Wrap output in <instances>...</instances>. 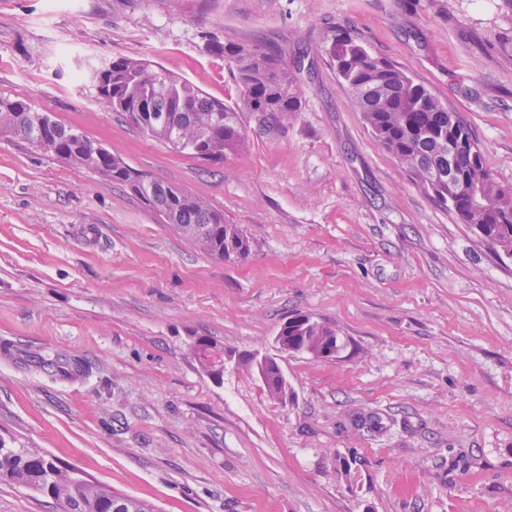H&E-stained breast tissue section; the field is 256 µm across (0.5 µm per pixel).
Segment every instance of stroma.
<instances>
[{"instance_id": "1", "label": "stroma", "mask_w": 512, "mask_h": 512, "mask_svg": "<svg viewBox=\"0 0 512 512\" xmlns=\"http://www.w3.org/2000/svg\"><path fill=\"white\" fill-rule=\"evenodd\" d=\"M343 30L460 112L512 186L506 0H0V96L207 199L253 239L247 258L212 259L129 186L0 136L7 447L156 512H512V261L375 141L327 54ZM216 42L288 64L305 91L292 124L244 114L248 149L213 167L100 108L90 69L126 56L240 103ZM297 312L347 346L281 355V405L238 364L275 353ZM201 337L222 376L195 357ZM0 512L60 507L2 482Z\"/></svg>"}]
</instances>
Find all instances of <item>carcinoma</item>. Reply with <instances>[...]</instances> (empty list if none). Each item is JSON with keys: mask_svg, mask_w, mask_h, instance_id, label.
Instances as JSON below:
<instances>
[{"mask_svg": "<svg viewBox=\"0 0 512 512\" xmlns=\"http://www.w3.org/2000/svg\"><path fill=\"white\" fill-rule=\"evenodd\" d=\"M215 48L224 54L240 88L241 111L203 95L163 67L126 57L113 60L111 70L96 76L99 103L180 153L222 164L224 157L248 146L241 112L263 114L270 123L284 125L300 111L301 91L288 68L260 49L234 43ZM329 55L377 143L400 162L416 187L491 251L512 259V187L495 180L463 116L348 32L336 34ZM0 130L28 143L50 136L52 155L130 186L146 205L167 214L168 223L191 246L213 259L231 261L251 253L253 240L239 225L225 223L224 213L207 200L95 152L94 140L72 128L55 122L47 129L42 111L22 96L0 97ZM451 142L460 146L454 182H435L434 171L448 170ZM287 336L288 349L313 360L336 358L345 347L335 326L308 314L288 320ZM195 354L211 371L224 372V360L209 341L199 340ZM263 377L269 397L283 399L279 374ZM0 481L53 499L61 512H111L109 489L37 450L0 445Z\"/></svg>", "mask_w": 512, "mask_h": 512, "instance_id": "1", "label": "carcinoma"}]
</instances>
